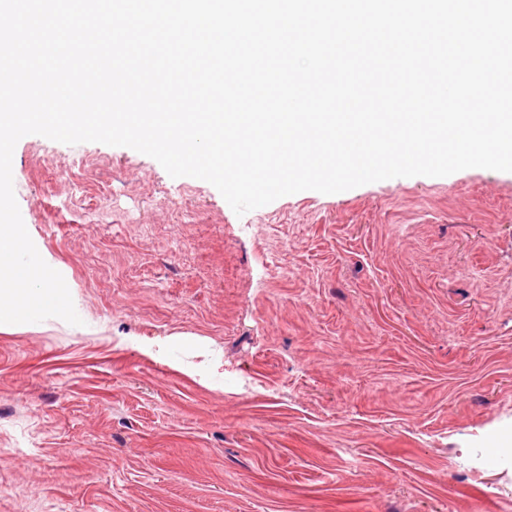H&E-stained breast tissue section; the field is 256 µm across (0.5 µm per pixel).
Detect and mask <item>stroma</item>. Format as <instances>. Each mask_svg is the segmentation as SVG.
I'll return each mask as SVG.
<instances>
[{
  "mask_svg": "<svg viewBox=\"0 0 512 512\" xmlns=\"http://www.w3.org/2000/svg\"><path fill=\"white\" fill-rule=\"evenodd\" d=\"M12 173L82 323L0 332V512H512V173L241 216L127 147Z\"/></svg>",
  "mask_w": 512,
  "mask_h": 512,
  "instance_id": "1",
  "label": "stroma"
}]
</instances>
